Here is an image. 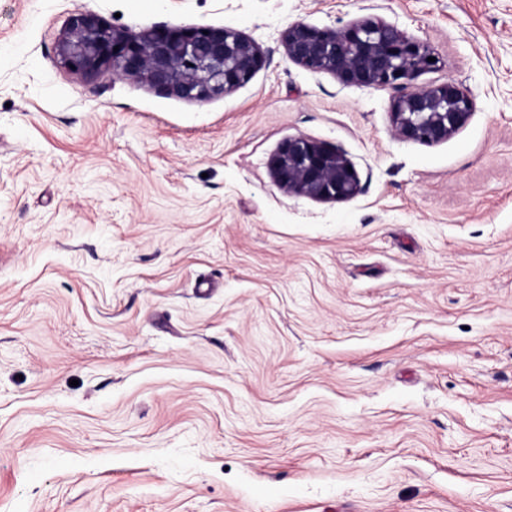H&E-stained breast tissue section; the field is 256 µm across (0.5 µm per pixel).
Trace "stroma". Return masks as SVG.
Segmentation results:
<instances>
[{
    "mask_svg": "<svg viewBox=\"0 0 512 512\" xmlns=\"http://www.w3.org/2000/svg\"><path fill=\"white\" fill-rule=\"evenodd\" d=\"M77 12L267 64L206 101L87 78ZM369 17L468 90L447 141L286 54ZM297 136L360 192L281 189ZM0 512H512V0H0Z\"/></svg>",
    "mask_w": 512,
    "mask_h": 512,
    "instance_id": "stroma-1",
    "label": "stroma"
}]
</instances>
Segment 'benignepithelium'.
Returning a JSON list of instances; mask_svg holds the SVG:
<instances>
[{
	"instance_id": "1",
	"label": "benign epithelium",
	"mask_w": 512,
	"mask_h": 512,
	"mask_svg": "<svg viewBox=\"0 0 512 512\" xmlns=\"http://www.w3.org/2000/svg\"><path fill=\"white\" fill-rule=\"evenodd\" d=\"M288 58L345 85L393 89L395 134L437 144L469 120L473 102L454 79L416 86L415 78L438 68L434 52L395 26L364 19L339 29L294 23L283 35ZM119 50H114V47ZM61 63L93 77L114 75L190 100H207L248 83L267 64L260 47L241 33L214 26L166 25L140 33L112 27L91 12L74 14L58 46ZM336 148L304 137L281 143L269 160L282 189L318 201H344L359 191L357 172Z\"/></svg>"
}]
</instances>
